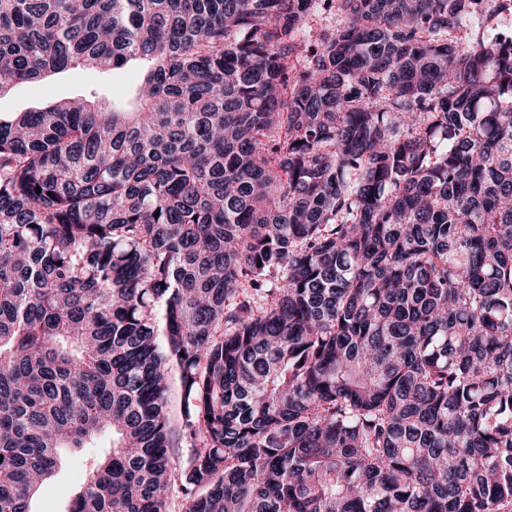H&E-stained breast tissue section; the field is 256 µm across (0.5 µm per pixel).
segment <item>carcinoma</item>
<instances>
[{"label": "carcinoma", "mask_w": 512, "mask_h": 512, "mask_svg": "<svg viewBox=\"0 0 512 512\" xmlns=\"http://www.w3.org/2000/svg\"><path fill=\"white\" fill-rule=\"evenodd\" d=\"M508 10L0 0V512H512ZM140 65H128L122 71L107 76L89 70H66L43 82H22L0 97V113L27 112L62 99L77 97L98 90L102 102L131 100V90L136 84ZM179 400V394L173 391L168 403L169 427L173 439L176 441L175 446L170 448L171 467L176 480L179 478V475L186 464L189 453V449L184 448L183 444L180 442L181 418L179 412ZM109 448H66L63 451V465L58 470L51 492L36 498L32 502L34 512H63L67 502L83 485L85 470L83 459L95 451H105Z\"/></svg>", "instance_id": "cac0c4a2"}]
</instances>
